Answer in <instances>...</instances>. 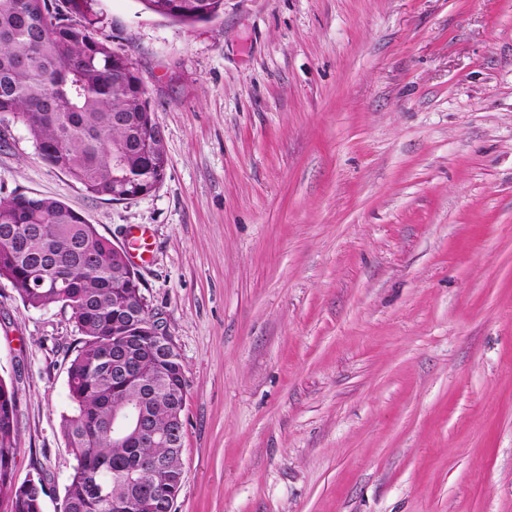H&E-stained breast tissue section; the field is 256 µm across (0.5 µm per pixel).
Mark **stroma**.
I'll return each instance as SVG.
<instances>
[{
  "label": "stroma",
  "instance_id": "1",
  "mask_svg": "<svg viewBox=\"0 0 512 512\" xmlns=\"http://www.w3.org/2000/svg\"><path fill=\"white\" fill-rule=\"evenodd\" d=\"M169 165L87 195L0 121V199L119 246L185 366L174 512H512V0H97ZM78 335L0 279L15 479L57 512ZM151 12L186 24L209 22L224 11V0H142Z\"/></svg>",
  "mask_w": 512,
  "mask_h": 512
}]
</instances>
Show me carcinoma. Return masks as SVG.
I'll use <instances>...</instances> for the list:
<instances>
[{
    "mask_svg": "<svg viewBox=\"0 0 512 512\" xmlns=\"http://www.w3.org/2000/svg\"><path fill=\"white\" fill-rule=\"evenodd\" d=\"M95 0H0V113L20 123L41 160L95 199L149 194L168 166L165 139L138 73L98 31ZM151 12L186 24L209 22L224 0H142ZM25 238L16 248L1 236ZM32 309L61 306L79 335L68 369L69 410L60 429L73 458L59 512H138L154 487L167 512L183 482L184 364L153 336L138 274L95 225L61 200L18 193L0 199V279ZM135 336L126 372L112 364V337ZM137 405L155 432L142 448H121L112 421L131 425ZM18 398L0 379V502L9 512H43L42 479L13 481L19 453Z\"/></svg>",
    "mask_w": 512,
    "mask_h": 512,
    "instance_id": "obj_1",
    "label": "carcinoma"
}]
</instances>
